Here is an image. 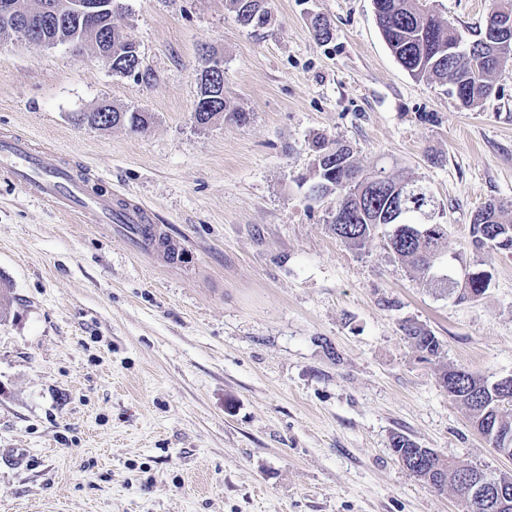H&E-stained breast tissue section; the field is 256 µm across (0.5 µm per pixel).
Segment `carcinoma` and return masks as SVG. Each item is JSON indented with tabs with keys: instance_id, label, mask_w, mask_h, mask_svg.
<instances>
[{
	"instance_id": "1",
	"label": "carcinoma",
	"mask_w": 512,
	"mask_h": 512,
	"mask_svg": "<svg viewBox=\"0 0 512 512\" xmlns=\"http://www.w3.org/2000/svg\"><path fill=\"white\" fill-rule=\"evenodd\" d=\"M254 2L259 0H227L242 25L260 28L268 23V10H250ZM377 22L384 41L402 68L417 78L451 82L463 108L478 107L492 93L497 70L484 61L482 39L491 29L494 15L488 16L480 39L468 46V54L453 62L448 60V35L457 33V29L443 24L439 16L431 13L427 0H381ZM32 25L38 34L76 50L87 45L85 23L74 11L67 12L53 27L43 26L34 15ZM134 46L133 40L112 27V71L127 76L139 73L137 69L126 68ZM75 121L99 130L127 125L133 131H140L145 129L147 117L142 112H123L112 106L101 111L80 112ZM336 146L337 142L326 138L316 141L310 190L317 197L339 195L338 206L330 220L331 229L345 243L361 250L370 241L374 226L391 223L389 198L393 187L376 189L363 203H358L355 190L368 182L372 173L362 169L351 153L348 160L339 163L336 155L330 153ZM405 185V223L395 225L386 246L407 268L429 275L445 254L448 225L435 221L437 204L427 186L417 181H407ZM511 212L512 203L496 200L486 202L475 211L469 225L470 244L475 251L484 250L485 240L490 237L504 239L495 250L512 251V220H507ZM491 280L486 261L478 258L465 267L463 279L446 277L442 282L445 289L457 294L458 300L465 301L483 296ZM405 333L423 358L439 354L440 342L429 330L410 324L405 327ZM441 383L452 401L469 410L471 425L489 443H494L497 429L512 433V398H506L489 379L453 368L443 371ZM392 447L400 458L419 453L412 440L403 435L392 439ZM461 472L462 468L428 451L416 478L427 484L439 477L462 497L465 478Z\"/></svg>"
}]
</instances>
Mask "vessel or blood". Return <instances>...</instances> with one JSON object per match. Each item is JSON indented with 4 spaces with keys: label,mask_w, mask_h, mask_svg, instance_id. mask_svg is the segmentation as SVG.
Listing matches in <instances>:
<instances>
[{
    "label": "vessel or blood",
    "mask_w": 512,
    "mask_h": 512,
    "mask_svg": "<svg viewBox=\"0 0 512 512\" xmlns=\"http://www.w3.org/2000/svg\"><path fill=\"white\" fill-rule=\"evenodd\" d=\"M0 169L8 170L29 195L51 203L56 209L87 224L133 225L141 249L156 251L165 233L155 224L151 212L141 205L113 209L112 200L91 193L83 175L64 165L54 153L32 156L26 141L0 143Z\"/></svg>",
    "instance_id": "b4317fda"
}]
</instances>
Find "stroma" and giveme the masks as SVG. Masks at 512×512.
<instances>
[{
	"label": "stroma",
	"instance_id": "stroma-1",
	"mask_svg": "<svg viewBox=\"0 0 512 512\" xmlns=\"http://www.w3.org/2000/svg\"><path fill=\"white\" fill-rule=\"evenodd\" d=\"M465 41L495 0H429ZM242 27L225 0H122L138 75L91 48L0 38V134L58 152L116 201L151 208L177 257L124 224H78L0 177V512H465L396 458L394 436L512 473L449 400L443 369L512 375V253L460 301L386 250L336 237L308 178L320 137L434 195L460 278L469 224L512 202V63L461 109L388 49L373 0H267ZM326 19L329 40L315 37ZM245 122L197 124L203 52ZM147 129L74 116L101 102ZM442 348L425 362L403 324Z\"/></svg>",
	"mask_w": 512,
	"mask_h": 512
}]
</instances>
